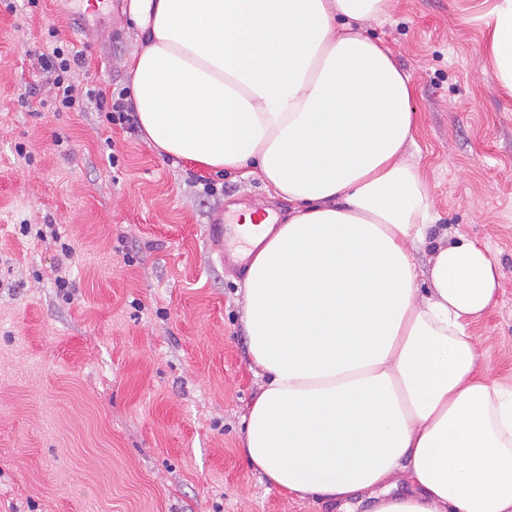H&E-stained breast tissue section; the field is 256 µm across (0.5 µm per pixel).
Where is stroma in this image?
Instances as JSON below:
<instances>
[{
	"label": "stroma",
	"instance_id": "1",
	"mask_svg": "<svg viewBox=\"0 0 512 512\" xmlns=\"http://www.w3.org/2000/svg\"><path fill=\"white\" fill-rule=\"evenodd\" d=\"M0 0V512H332L250 469L241 422L261 381L242 321L247 243L235 205L287 216L258 180L158 156L141 131L94 108L56 111L37 57L85 60L71 75L105 95L141 42L106 0ZM494 0H396L372 33L411 75L431 239L485 243L498 304L470 333L489 376L512 384V99L482 55ZM68 284L59 287V270Z\"/></svg>",
	"mask_w": 512,
	"mask_h": 512
}]
</instances>
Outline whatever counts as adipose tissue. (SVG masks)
<instances>
[{"mask_svg": "<svg viewBox=\"0 0 512 512\" xmlns=\"http://www.w3.org/2000/svg\"><path fill=\"white\" fill-rule=\"evenodd\" d=\"M396 0H126L127 96L147 145L292 203L249 237L243 323L263 384L241 455L280 491L372 512H512V385L479 364L489 254L415 251L434 219L411 78L369 23ZM484 46L512 98V0Z\"/></svg>", "mask_w": 512, "mask_h": 512, "instance_id": "adipose-tissue-1", "label": "adipose tissue"}]
</instances>
